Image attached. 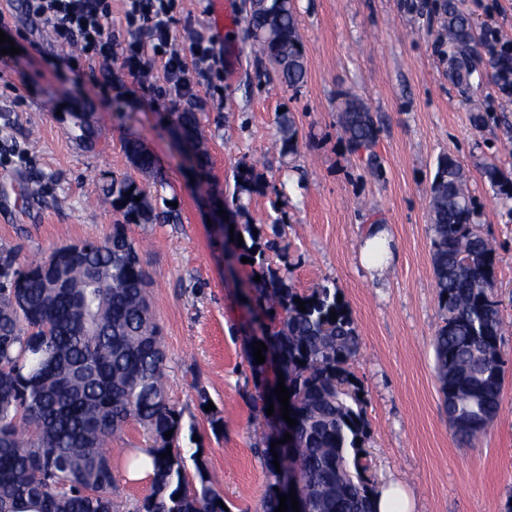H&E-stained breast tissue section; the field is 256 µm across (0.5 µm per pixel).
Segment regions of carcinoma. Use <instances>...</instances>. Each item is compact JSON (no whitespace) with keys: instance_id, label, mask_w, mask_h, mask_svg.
Listing matches in <instances>:
<instances>
[{"instance_id":"1","label":"carcinoma","mask_w":512,"mask_h":512,"mask_svg":"<svg viewBox=\"0 0 512 512\" xmlns=\"http://www.w3.org/2000/svg\"><path fill=\"white\" fill-rule=\"evenodd\" d=\"M437 8L449 72L459 84L483 78L474 62L480 35L461 0H440ZM243 22L255 52L280 81L302 85L307 67L292 4L257 0ZM488 81L506 94L512 73L499 62ZM339 123L350 151L366 152L368 169L378 172L372 151L378 118L345 94ZM278 134L293 147L297 129L287 113L279 117ZM482 175L512 199V180L501 169L486 163ZM106 195L125 220L112 226L110 238L63 245L40 261H22L16 252L0 256V512H113L107 448L131 422L143 428L153 465V491L133 512H225L217 504L224 496L196 451L194 484L186 479L177 445L183 412L168 399L149 274L128 232L130 224L165 217L132 181H112ZM429 206L435 288L445 312L434 336L437 378L448 421L466 419L464 426L450 425L453 434L475 441L498 415L504 377L502 357L495 356L505 327L495 249L475 229L466 172L450 155L438 160ZM259 275L252 288L273 323L260 341L282 372L297 422L290 446L272 450L265 435L254 448L268 478L262 512L278 508L275 486L288 473L299 485L300 512H375L365 448L357 444L365 440L367 420L364 389L349 371L360 350L354 321L327 286L300 294L262 261ZM168 447L171 455L161 458Z\"/></svg>"}]
</instances>
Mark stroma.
<instances>
[{
    "instance_id": "stroma-1",
    "label": "stroma",
    "mask_w": 512,
    "mask_h": 512,
    "mask_svg": "<svg viewBox=\"0 0 512 512\" xmlns=\"http://www.w3.org/2000/svg\"><path fill=\"white\" fill-rule=\"evenodd\" d=\"M406 0H293L307 63L299 88L257 66L243 40L242 0H224L237 22L224 33L208 22L210 0H180L174 46L211 39L215 61L197 96L178 103L166 93L161 60L148 76L131 74L119 52L129 38L123 0H112L110 66L56 44L47 23L29 17L23 0H0V31L18 49L0 54V253L30 260L84 239L102 240L121 212L102 201L112 179L143 190L163 224L131 225L151 277V306L167 353L169 400L184 412V455L203 448L210 477L230 512H260L268 492L253 452L272 419L250 400L275 379L274 363L255 373L247 355L269 321L249 282L253 264L227 239L225 217L272 226L278 250L263 254L287 271L299 292L337 289L360 336L350 369L367 394L365 446L376 485L396 481L415 512H512V200L490 187L480 167L495 163L512 179V105L488 82L457 84L435 0L418 11ZM481 30L512 42V0H465ZM359 97L379 119L372 174L352 154L339 124L340 94ZM195 112L208 164L177 129L179 112ZM298 130L294 150L277 135L280 112ZM483 112L482 126L472 115ZM98 133L78 138L76 119ZM141 144L153 171L139 169L129 146ZM452 155L468 175L476 228L496 248L497 292L506 326L501 352V408L470 445L448 424L435 369L433 337L443 321L431 259L429 187L437 161ZM251 166L256 191L240 190ZM41 184L31 198L27 186ZM395 243L389 264L367 268L361 249L372 222ZM207 396L224 417L213 433L201 408ZM134 424L113 439L109 456L116 512H130L151 492L150 480L127 481L130 454L146 448Z\"/></svg>"
}]
</instances>
